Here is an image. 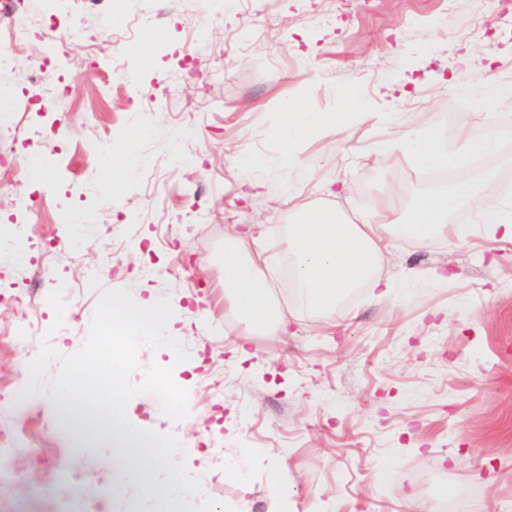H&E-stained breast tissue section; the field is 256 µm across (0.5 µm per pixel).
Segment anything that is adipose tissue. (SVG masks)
<instances>
[{"label":"adipose tissue","instance_id":"1","mask_svg":"<svg viewBox=\"0 0 512 512\" xmlns=\"http://www.w3.org/2000/svg\"><path fill=\"white\" fill-rule=\"evenodd\" d=\"M361 112L362 102L353 85L345 91L344 109L340 112H308L300 105H289L279 127L282 154L288 166L297 164L293 153L295 139L311 136L326 125L345 126L351 116ZM499 136L498 127L492 122L476 136L464 137L450 151L437 136L419 127L411 129L399 147L421 168L462 169L474 157L491 151ZM136 161L130 148L106 149L99 163L106 196L125 193L127 172ZM460 205L470 206L479 213L487 239L512 241V211L485 205L465 183L457 185L450 194L419 195L411 211L380 225L369 217L350 224L334 210L307 212L298 223L289 225L286 234L288 247L296 258L294 286L308 307L322 313L334 311L346 295L374 282L383 256L384 230L395 227L421 242L441 238L448 234L449 211ZM264 262L262 251L252 248L245 236L227 237L224 297L253 330L271 333L283 317L271 308V285L263 269Z\"/></svg>","mask_w":512,"mask_h":512}]
</instances>
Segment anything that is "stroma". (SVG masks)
Masks as SVG:
<instances>
[{
    "label": "stroma",
    "mask_w": 512,
    "mask_h": 512,
    "mask_svg": "<svg viewBox=\"0 0 512 512\" xmlns=\"http://www.w3.org/2000/svg\"><path fill=\"white\" fill-rule=\"evenodd\" d=\"M28 0L29 33L0 69V512H154L153 491L118 470L112 449L61 423L51 397L19 394L49 337L76 353L99 294L169 297L187 361L138 352L173 370L189 415L173 421L155 391L136 395V427L174 434L204 496L236 512H412L454 489L463 512H512V242L482 238L467 207L459 237L387 236L377 269L397 294L359 288L324 314L286 275L284 242L302 211L345 218L402 214L422 191L467 179L491 202L512 183V0ZM120 22H113V12ZM76 23L81 46L61 70L66 95L44 110L30 83L48 23ZM148 43L150 55L137 48ZM122 68L113 70L115 46ZM358 83L367 114L296 141L298 179L277 129L290 102L337 112ZM497 119L494 151L433 182L376 138L422 123L454 149ZM134 139L125 195L106 200L98 158ZM39 154L45 174L26 166ZM25 175H18V168ZM260 182L243 186L239 173ZM270 258L272 299L288 319L249 335L224 300L228 233ZM66 283L65 323L51 331L48 292ZM28 327L16 341L17 327ZM240 471L248 488L228 478Z\"/></svg>",
    "instance_id": "stroma-1"
}]
</instances>
